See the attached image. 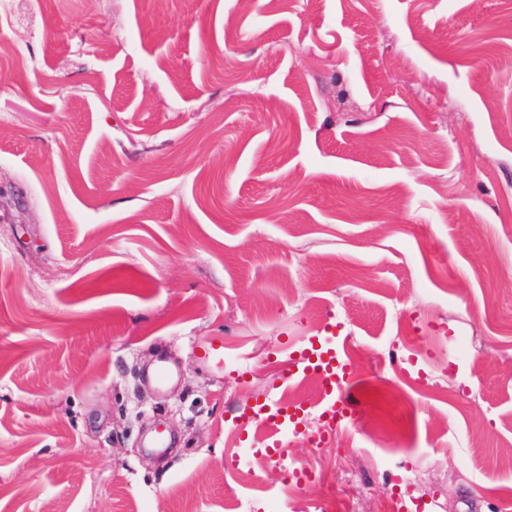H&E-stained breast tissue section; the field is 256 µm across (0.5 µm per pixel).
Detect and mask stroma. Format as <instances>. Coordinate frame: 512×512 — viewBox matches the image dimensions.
I'll return each instance as SVG.
<instances>
[{"label":"stroma","instance_id":"35a3bbf8","mask_svg":"<svg viewBox=\"0 0 512 512\" xmlns=\"http://www.w3.org/2000/svg\"><path fill=\"white\" fill-rule=\"evenodd\" d=\"M334 325L435 390L259 458ZM287 467L512 512V0H0V512H318ZM309 405L304 401H287L279 404L278 401L270 400L268 403L264 402L253 411V413L245 420L247 422L260 421L268 423L272 427L273 434L267 438H274L276 435L287 425H293L297 430L300 422L299 420L304 416L308 410Z\"/></svg>","mask_w":512,"mask_h":512}]
</instances>
